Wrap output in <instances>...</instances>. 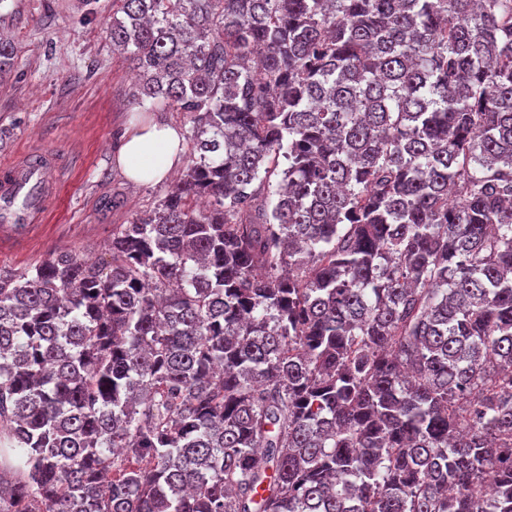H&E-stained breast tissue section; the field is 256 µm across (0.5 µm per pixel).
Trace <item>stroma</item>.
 Returning <instances> with one entry per match:
<instances>
[{
    "instance_id": "1",
    "label": "stroma",
    "mask_w": 512,
    "mask_h": 512,
    "mask_svg": "<svg viewBox=\"0 0 512 512\" xmlns=\"http://www.w3.org/2000/svg\"><path fill=\"white\" fill-rule=\"evenodd\" d=\"M112 0H0V33L17 59L0 82V160L43 145L72 152L50 223L25 238L0 241V270L27 269L63 252L92 260L109 257L112 227L153 209L174 178L136 183L118 165L133 120L155 121L179 133L186 114L146 110L131 97L136 71L106 33ZM121 207H113V197Z\"/></svg>"
}]
</instances>
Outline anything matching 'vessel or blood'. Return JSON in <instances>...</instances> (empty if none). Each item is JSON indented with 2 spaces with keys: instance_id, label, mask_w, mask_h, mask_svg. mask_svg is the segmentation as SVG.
Here are the masks:
<instances>
[{
  "instance_id": "b4317fda",
  "label": "vessel or blood",
  "mask_w": 512,
  "mask_h": 512,
  "mask_svg": "<svg viewBox=\"0 0 512 512\" xmlns=\"http://www.w3.org/2000/svg\"><path fill=\"white\" fill-rule=\"evenodd\" d=\"M65 154L29 151L0 164V237L46 223L62 188Z\"/></svg>"
}]
</instances>
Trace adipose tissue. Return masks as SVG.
Listing matches in <instances>:
<instances>
[{
	"instance_id": "1",
	"label": "adipose tissue",
	"mask_w": 512,
	"mask_h": 512,
	"mask_svg": "<svg viewBox=\"0 0 512 512\" xmlns=\"http://www.w3.org/2000/svg\"><path fill=\"white\" fill-rule=\"evenodd\" d=\"M182 151L175 128L149 123L132 130L119 151L118 161L134 182L159 181L178 168Z\"/></svg>"
}]
</instances>
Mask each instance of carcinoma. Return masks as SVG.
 <instances>
[{
    "label": "carcinoma",
    "instance_id": "1",
    "mask_svg": "<svg viewBox=\"0 0 512 512\" xmlns=\"http://www.w3.org/2000/svg\"><path fill=\"white\" fill-rule=\"evenodd\" d=\"M115 2L191 159L0 273V512H512V0Z\"/></svg>",
    "mask_w": 512,
    "mask_h": 512
}]
</instances>
